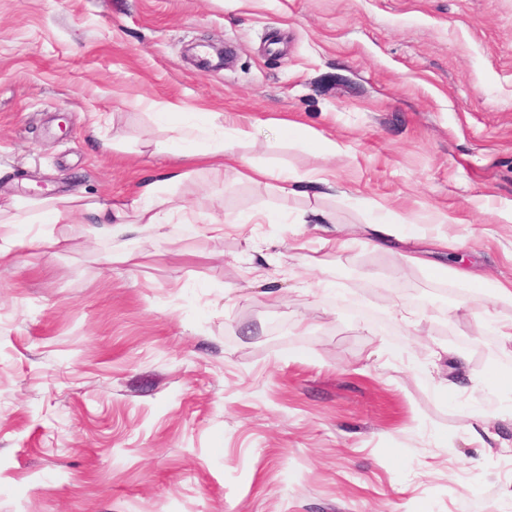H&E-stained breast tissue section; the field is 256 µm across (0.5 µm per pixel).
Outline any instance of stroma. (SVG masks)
<instances>
[{"label": "stroma", "mask_w": 512, "mask_h": 512, "mask_svg": "<svg viewBox=\"0 0 512 512\" xmlns=\"http://www.w3.org/2000/svg\"><path fill=\"white\" fill-rule=\"evenodd\" d=\"M160 103L306 192L159 151ZM173 168L196 233L0 266V512H512V302L436 271L512 280V0H0V199ZM374 204L411 219L381 248L306 222Z\"/></svg>", "instance_id": "35a3bbf8"}]
</instances>
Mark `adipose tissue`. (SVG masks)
<instances>
[{"label": "adipose tissue", "instance_id": "adipose-tissue-1", "mask_svg": "<svg viewBox=\"0 0 512 512\" xmlns=\"http://www.w3.org/2000/svg\"><path fill=\"white\" fill-rule=\"evenodd\" d=\"M172 141L176 148L189 151L192 144L200 138L210 140L209 154L218 157L224 163L238 167L242 178L259 182L270 178L267 168L254 165L235 151L237 139L241 131L224 134L220 125L209 122L201 125L177 123L171 128ZM182 171L173 170L158 176L142 180L139 192L131 201L121 204L90 201L78 196H58L42 199L36 211L26 210L19 202L0 205V263L10 260L19 245L16 236L4 233V226L10 224L49 223L50 232L40 235L43 244L56 247L70 238L88 234L89 224L73 220L74 212H82L90 216L91 222L98 224L99 230L108 235H123L129 232L131 225L138 224L142 228L165 233L176 212L170 197L164 195L162 187L167 183H176L183 179Z\"/></svg>", "mask_w": 512, "mask_h": 512}]
</instances>
